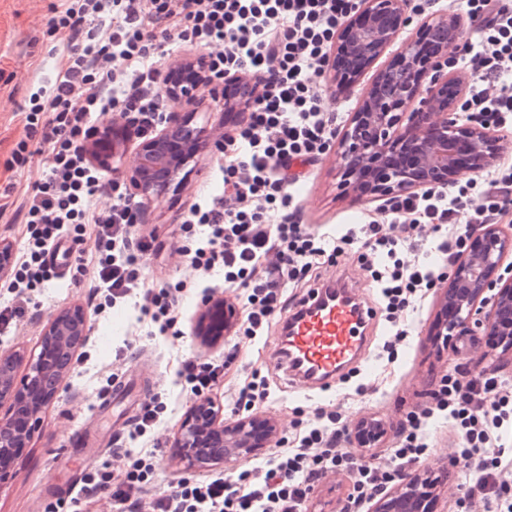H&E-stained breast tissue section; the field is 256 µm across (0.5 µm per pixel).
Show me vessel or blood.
<instances>
[{
	"mask_svg": "<svg viewBox=\"0 0 512 512\" xmlns=\"http://www.w3.org/2000/svg\"><path fill=\"white\" fill-rule=\"evenodd\" d=\"M367 313L345 279L315 290L290 315L279 363L290 381L312 389H329L357 360L364 343Z\"/></svg>",
	"mask_w": 512,
	"mask_h": 512,
	"instance_id": "b4317fda",
	"label": "vessel or blood"
}]
</instances>
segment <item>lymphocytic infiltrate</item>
Here are the masks:
<instances>
[{"instance_id": "f902f5d3", "label": "lymphocytic infiltrate", "mask_w": 512, "mask_h": 512, "mask_svg": "<svg viewBox=\"0 0 512 512\" xmlns=\"http://www.w3.org/2000/svg\"><path fill=\"white\" fill-rule=\"evenodd\" d=\"M352 0H67L49 20L65 33L69 49L53 90L34 100L28 120L39 121L48 168L20 209L28 236L13 268L15 304L0 307V329L20 315V299L55 277L52 259L69 233H88L94 288L105 306L132 297L159 334L175 324V294L145 287L139 263L154 254L152 240L137 236L136 202L93 167L83 149L98 115L119 111L137 134L148 136L163 118L157 64L166 42L178 38L206 49L211 80L225 74L256 77V94L237 136L224 144L218 172L222 195L194 203L186 218L198 228L193 264L224 275L225 289L245 288V332L258 336L284 307L287 289L303 287L322 259L357 245L376 283L387 319L396 330L388 348L409 335L408 319L442 266L462 250L470 224H495L512 200V165L484 171L475 180L396 198L391 212L398 234L369 221L336 237L316 233L292 209L301 169L315 162L336 132L320 78L336 28ZM473 40L453 45L452 59L470 69L465 108L486 125L512 127V5L506 0H466ZM108 194V210L89 202ZM177 375L189 394L207 398L224 376L221 363L180 361ZM441 416L464 433L455 462L472 478L465 499L480 498L490 512H512V392L497 377H442L422 412L407 419L405 436L390 460L358 459L346 450L350 431L337 411H320L295 445L272 449L261 466L223 477H178L166 491L149 494V476L160 465L153 451L115 449L123 471H88L81 492L110 491L119 512H303L313 483L326 473L350 471L351 512L385 492L402 465L419 463L428 448L427 419Z\"/></svg>"}]
</instances>
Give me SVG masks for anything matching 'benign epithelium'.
Masks as SVG:
<instances>
[{"label": "benign epithelium", "instance_id": "obj_1", "mask_svg": "<svg viewBox=\"0 0 512 512\" xmlns=\"http://www.w3.org/2000/svg\"><path fill=\"white\" fill-rule=\"evenodd\" d=\"M408 5L409 0H360L353 7L337 45L350 66L329 68L330 86L354 88L362 71L410 22ZM424 26L445 33L436 51L428 55L419 41L406 43L401 68L388 67L376 74L340 133L341 177L355 194L370 191L389 201L420 189L451 186L462 174L480 173L499 161L498 137L486 126L460 122L457 112L463 80L448 70V42L462 35L463 18L435 15ZM200 83L197 60L189 58L173 62L164 80L172 100L192 97ZM235 83L238 95L229 105L244 110L254 97L256 78L239 76ZM130 138L129 124L110 125L85 152L96 165L130 183L147 202L178 178L203 145L201 131L170 116L162 129L141 139L130 167L112 166L119 156L117 147ZM468 238L471 246L454 260L439 284V335L449 341L466 336L474 345L495 335L512 349V265L503 267L505 255L512 251V236L497 224H473ZM15 260L11 244L0 240V281L10 277ZM90 332L84 309L73 305L48 321L36 356L28 359L19 351H0V407L8 406L7 414L0 415V463L14 459L16 450L26 447L31 422L59 397ZM23 365L27 373L19 380ZM276 433L273 421L256 416L226 424L213 402L202 399L182 422L176 447L190 465L204 468L256 455L269 447ZM384 435L381 425L363 421L355 440L369 449ZM435 488L430 477L405 471L388 492L374 498L370 512H433Z\"/></svg>", "mask_w": 512, "mask_h": 512}]
</instances>
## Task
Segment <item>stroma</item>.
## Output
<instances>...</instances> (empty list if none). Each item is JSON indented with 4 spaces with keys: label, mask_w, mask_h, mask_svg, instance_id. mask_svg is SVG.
<instances>
[{
    "label": "stroma",
    "mask_w": 512,
    "mask_h": 512,
    "mask_svg": "<svg viewBox=\"0 0 512 512\" xmlns=\"http://www.w3.org/2000/svg\"><path fill=\"white\" fill-rule=\"evenodd\" d=\"M63 4L64 0H0V205L11 213L21 196L41 182L46 170L47 154L39 150L36 138L27 137L24 117L30 97H47L54 87L67 41L64 35L50 32L47 22ZM462 11L463 0H410V24L400 29L394 44L363 72L351 92L328 89L327 109L350 119L377 70L396 65L402 45L423 37L422 23L427 16ZM167 110L189 117L192 127L207 129L211 139L210 145L187 164L181 183L144 204L137 223L138 233L155 237L161 249L160 255L142 262L146 287L170 285L182 290L179 333L147 335L137 321V310L130 305L97 312L90 276L73 261L74 256L90 250L91 241L69 236L65 245L71 260L56 278L31 292L23 304L22 316L7 332L0 333V349L20 350L28 356L38 354L42 327L70 304L85 309L91 332L60 396L40 413L26 448L10 471L0 477V512H51L57 501L73 496L85 469L113 465L116 441L127 433L140 403L159 392L167 394L169 410L152 439L164 455L165 471L153 479L151 493L163 492L178 476L202 479L220 473L233 479L248 469L251 460L247 457L232 466L220 463L199 469L178 455L177 430L196 403L195 398L182 392L175 377L178 363L188 356L228 360L223 380L210 394L224 421L235 419L232 400L236 389L257 370L266 377L272 395L254 413L276 422L278 443H286L301 425L313 422L317 408L337 407L349 427L366 419L381 423L386 433L378 451L385 454L396 440L399 424L409 412L428 403V394L441 377L456 373L461 364L478 355L467 339H458L451 347L436 341L439 305L437 291L432 288L424 295L412 323V336L399 348L397 359L390 362L382 358L381 346L391 326L377 313L375 285L352 252L321 265L306 287L292 293L296 299L306 297L310 289L347 269L353 273L365 304L375 310L359 370L331 389L321 391L288 383L276 366L281 342L279 322H272L265 336L253 339L244 334V289H218L211 294L235 308L236 316L222 334H204L199 318L205 300L211 296L202 290L208 277L180 251L189 238L183 221L200 196L221 194L222 183L214 173L219 155L215 144L235 135L239 122L225 111L223 96L208 86L200 89L193 102L169 101ZM23 139L34 153L21 163L14 149ZM293 197L305 223L331 234L347 224L387 216L385 200L371 195L358 197L346 188L336 166V154L330 148L309 167ZM459 443V434L448 424L436 423L422 468L438 480L437 512H482V505L468 503L460 490L461 484L469 481V472L458 471L453 481L448 478L445 465ZM351 487L348 474L327 475L310 491L305 512H337Z\"/></svg>",
    "instance_id": "1"
}]
</instances>
